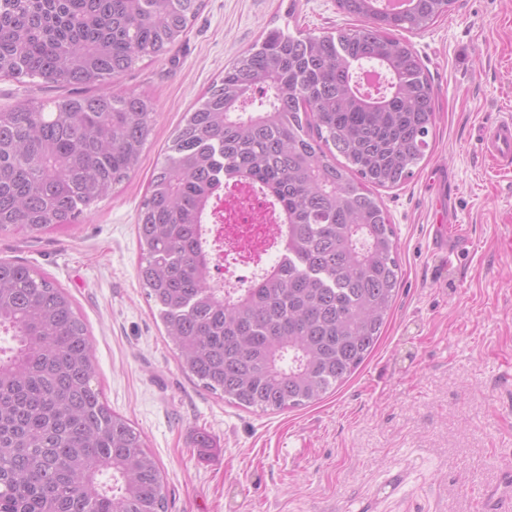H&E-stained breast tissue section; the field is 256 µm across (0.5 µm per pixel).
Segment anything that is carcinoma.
<instances>
[{"label": "carcinoma", "mask_w": 512, "mask_h": 512, "mask_svg": "<svg viewBox=\"0 0 512 512\" xmlns=\"http://www.w3.org/2000/svg\"><path fill=\"white\" fill-rule=\"evenodd\" d=\"M204 0H0V78L74 89L0 110V235L74 224L135 170L154 103L84 94L168 54ZM336 0L363 24L270 29L187 113L137 215L138 278L183 370L262 412L309 406L374 350L401 278L375 194L414 175L435 125L428 73L401 31L457 0ZM248 182L278 211V258L217 288L204 224ZM0 512H167L142 433L95 387L88 330L64 289L0 261Z\"/></svg>", "instance_id": "carcinoma-1"}]
</instances>
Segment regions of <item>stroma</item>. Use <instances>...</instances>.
Returning <instances> with one entry per match:
<instances>
[{"label":"stroma","mask_w":512,"mask_h":512,"mask_svg":"<svg viewBox=\"0 0 512 512\" xmlns=\"http://www.w3.org/2000/svg\"><path fill=\"white\" fill-rule=\"evenodd\" d=\"M336 0H205L162 59L115 88L150 96L139 166L82 223L0 236L71 297L91 340L95 385L140 430L164 476L168 512H495L512 475V171L479 131L512 111V0H458L403 38L435 91L431 150L405 184L377 189L398 238L399 292L374 351L335 393L279 413L231 405L179 366L138 279L135 224L151 172L225 65L273 28L315 35L356 26ZM63 91L0 80V108ZM461 226L439 252L438 218ZM211 445H196L198 433Z\"/></svg>","instance_id":"35a3bbf8"}]
</instances>
